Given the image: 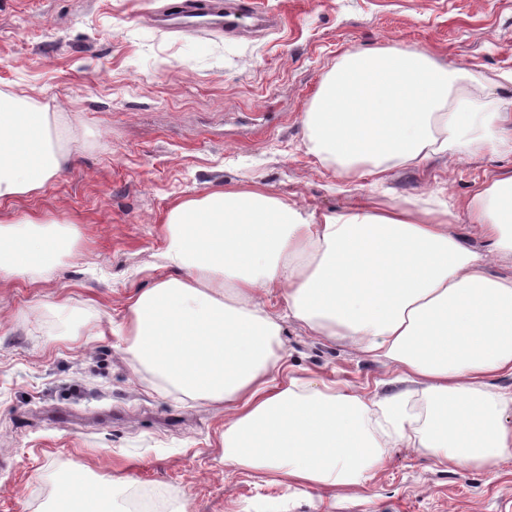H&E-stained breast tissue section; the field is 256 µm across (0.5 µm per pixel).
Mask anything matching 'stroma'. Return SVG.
Segmentation results:
<instances>
[{"label": "stroma", "mask_w": 512, "mask_h": 512, "mask_svg": "<svg viewBox=\"0 0 512 512\" xmlns=\"http://www.w3.org/2000/svg\"><path fill=\"white\" fill-rule=\"evenodd\" d=\"M175 0H0V91L67 118L69 164L37 195L0 202L75 229L71 251L0 280V512H53L58 478L112 483L111 512L145 491L168 512H512V459L496 474L399 444L362 488L318 497L220 461L223 411L163 389L115 331L160 276L170 207L260 188L302 212L433 198L462 213L512 154L436 155L382 181L309 148L302 117L351 49L422 48L512 98V0H257L279 20L238 37L169 28ZM292 374L375 398L396 372L289 323Z\"/></svg>", "instance_id": "1"}]
</instances>
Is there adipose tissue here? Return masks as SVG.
Here are the masks:
<instances>
[{
    "label": "adipose tissue",
    "instance_id": "adipose-tissue-1",
    "mask_svg": "<svg viewBox=\"0 0 512 512\" xmlns=\"http://www.w3.org/2000/svg\"><path fill=\"white\" fill-rule=\"evenodd\" d=\"M481 77L422 49L345 53L303 124L323 161L358 177L438 152L512 153V99L478 104ZM56 118L0 92V201L42 189L69 160L50 146ZM487 239L468 247L458 218ZM392 206L315 219L259 190H215L167 213L162 254L172 276L132 295L125 352L162 382L224 410L221 460L267 481L316 492L361 487L403 442L465 469L495 471L512 458V274L486 269L512 257V174L465 207ZM45 222L0 225V279L44 266L68 249ZM281 291L282 313L263 295ZM346 341L381 361L433 407L415 433L397 394L367 399L279 379L283 324ZM107 483L58 485L55 512L110 499Z\"/></svg>",
    "mask_w": 512,
    "mask_h": 512
}]
</instances>
